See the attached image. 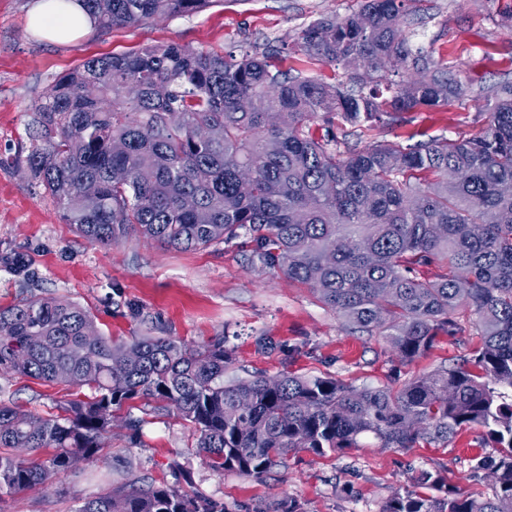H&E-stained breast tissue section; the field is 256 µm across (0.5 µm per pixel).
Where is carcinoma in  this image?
I'll return each instance as SVG.
<instances>
[{
	"label": "carcinoma",
	"instance_id": "1",
	"mask_svg": "<svg viewBox=\"0 0 512 512\" xmlns=\"http://www.w3.org/2000/svg\"><path fill=\"white\" fill-rule=\"evenodd\" d=\"M103 30L191 13L207 0H81ZM406 0H362L296 38L310 60L338 64L349 85L272 69L271 50L240 55L156 44L89 59L57 77L32 110L26 165L64 223L103 247L135 234L179 251L240 239L251 262L309 285L351 333L378 334L399 360L424 356L474 316L472 358L397 390L333 377L224 383V342L144 336L116 344L76 303L29 299L0 309V371L87 385L95 396L41 416L0 403V494L45 486L97 458L115 412L144 397L198 432L209 464L260 478L288 452L445 444L472 427L497 455H475L493 495H461L428 471L426 497L395 491L380 512H512V79L489 90L479 135L380 141L340 156L335 129L392 126L462 96L448 64L411 44ZM398 57L392 81L370 61ZM320 118L324 133L311 123ZM121 141L126 149L112 152ZM120 172L121 179H109ZM186 196L194 209L182 206ZM435 266L441 274L419 276ZM135 365L125 364L129 357ZM247 398V409L239 401ZM76 512H224L174 486L108 492Z\"/></svg>",
	"mask_w": 512,
	"mask_h": 512
}]
</instances>
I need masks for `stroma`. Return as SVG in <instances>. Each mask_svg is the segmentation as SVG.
I'll return each instance as SVG.
<instances>
[{
  "instance_id": "1",
  "label": "stroma",
  "mask_w": 512,
  "mask_h": 512,
  "mask_svg": "<svg viewBox=\"0 0 512 512\" xmlns=\"http://www.w3.org/2000/svg\"><path fill=\"white\" fill-rule=\"evenodd\" d=\"M36 0H0V308L33 298L77 303L116 342L171 337L190 345L223 340L233 362L225 380L261 372L331 376L356 387H397L408 379L471 356L479 339L464 332L439 337L423 357L398 362L384 339L350 333L311 288L251 262L237 243L177 251L137 237L104 248L64 223L56 199L38 187L24 162L30 107L53 79L84 61L176 43L224 54L275 49L277 69L329 83L345 82L341 67L309 60L286 37L322 16H345L360 0H212L202 11L108 30L91 29L65 43L49 42L29 26ZM419 18L416 42L460 72L463 96L446 106L409 113L406 123L362 134L360 145L383 140L477 135L487 116L485 91L512 78V0H411ZM23 255L26 270L10 259ZM88 387L43 383L0 373V403L38 415L86 399ZM140 427H125L126 417ZM483 432L473 428L448 447L407 450L348 448L317 455L289 452L260 478L217 471L197 450L193 426L156 402L137 398L118 411L96 462L60 475L51 489L0 499V512H75L106 491L168 484L219 501L224 512H277L297 500L303 512H380L395 491L425 470L440 472L464 494H490L486 474L471 471Z\"/></svg>"
}]
</instances>
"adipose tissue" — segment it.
Instances as JSON below:
<instances>
[{"instance_id":"adipose-tissue-1","label":"adipose tissue","mask_w":512,"mask_h":512,"mask_svg":"<svg viewBox=\"0 0 512 512\" xmlns=\"http://www.w3.org/2000/svg\"><path fill=\"white\" fill-rule=\"evenodd\" d=\"M30 25L54 41L65 42L87 32L92 22L79 0H37Z\"/></svg>"}]
</instances>
